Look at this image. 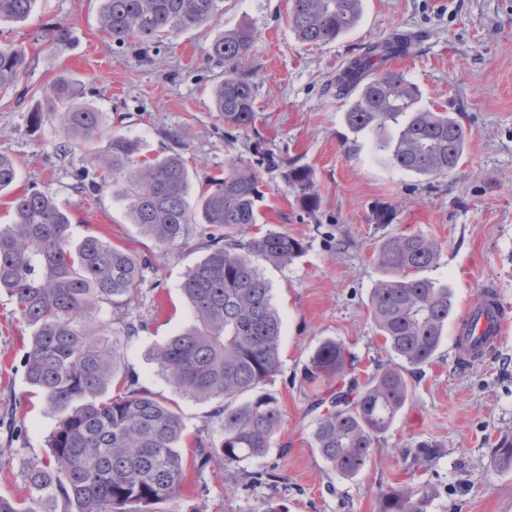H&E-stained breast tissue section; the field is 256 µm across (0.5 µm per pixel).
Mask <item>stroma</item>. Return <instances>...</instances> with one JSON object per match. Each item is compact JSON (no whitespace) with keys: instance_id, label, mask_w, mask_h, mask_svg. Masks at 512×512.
<instances>
[{"instance_id":"35a3bbf8","label":"stroma","mask_w":512,"mask_h":512,"mask_svg":"<svg viewBox=\"0 0 512 512\" xmlns=\"http://www.w3.org/2000/svg\"><path fill=\"white\" fill-rule=\"evenodd\" d=\"M288 0H224L212 28L170 38L161 64L122 50L100 30L99 0H36L26 21L0 22V45L26 46L29 64L17 88L0 96V153L20 163L17 189L52 192L72 215V242L92 235L148 259L142 293L128 309L139 331L124 347L126 370L158 399L175 400L187 438L216 443V400L178 396L151 361V349L190 319L181 294L203 242L161 247L131 224L111 189L79 192L74 175L83 151L61 154V126L46 96L58 78L74 82L84 102L112 130L140 140L150 157L181 153L194 188L228 161L274 156L259 172L264 227L302 239L304 253L285 266L263 265L282 319L281 364L263 385L282 403L284 420L261 458L200 465L185 448L188 480L177 500L157 512H377L376 494L397 484H429V512H512V471L492 461L495 442L512 435V324L496 350L460 362L446 330L432 362L410 377L411 399L356 477L331 470L313 444L329 387L309 384L305 368L320 342L343 343L354 374L366 379L387 361L369 316L380 271L371 253L402 229L442 244L427 275L451 289L457 311L497 288L512 320V0H363L360 23L336 41L305 46L286 22ZM67 25L73 42L57 51L46 29ZM252 25L256 40L245 71L256 84L254 127L227 139L211 103L223 66L206 56L215 32ZM421 38L391 63L420 91V105L457 117L468 133L456 171L431 178L377 158L371 137L344 121L349 101L331 84L363 44L394 33ZM43 121L33 126L31 113ZM310 167L320 196L315 212L296 201L281 165ZM32 334L13 299L0 292V493H26L31 464L49 459L56 419L30 392L23 356ZM433 448L430 457L421 445Z\"/></svg>"}]
</instances>
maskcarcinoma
Listing matches in <instances>:
<instances>
[{"instance_id": "obj_1", "label": "carcinoma", "mask_w": 512, "mask_h": 512, "mask_svg": "<svg viewBox=\"0 0 512 512\" xmlns=\"http://www.w3.org/2000/svg\"><path fill=\"white\" fill-rule=\"evenodd\" d=\"M35 0H0V21L22 22ZM224 0H101L100 28L119 48L161 53V43L209 25ZM362 0H290L288 26L303 45L319 46L353 30ZM51 47L71 41L68 26L45 33ZM256 39L242 24L216 34L207 49L224 63V79L212 89L215 111L232 130L255 125V86L242 71ZM412 36L396 33L370 42L336 76L337 95H355L345 112L354 133L373 136L376 150L393 166L438 177L458 165L466 141L460 121L418 106L420 93L389 60L406 54ZM27 67L23 46H0V94L14 90ZM58 101L53 116L66 131L60 146H79L91 169L76 175L77 189L99 192L125 207L131 223L161 246L195 234L208 253L189 268L182 293L191 321L154 346L150 358L183 397L220 399L216 413L221 440L194 441L201 464L212 457L234 464L264 456L283 421L279 399L261 385L280 367L281 317L259 262L283 266L304 251L302 240L266 230L237 239L232 231L259 223L258 168L276 166L256 151L255 164L230 162L190 202L189 169L178 153L150 159L126 134L110 131L104 114L76 104L78 90L61 78L50 88ZM107 140L104 154L93 148ZM308 212L319 206L312 169L294 163L283 172ZM18 162L0 153V193L14 188ZM12 222L0 227V290L15 299L20 317L33 328L23 358L26 380L56 414L48 437L50 458L33 465L27 494L0 495V512H41L51 500L61 512H155L182 490L183 429L174 407L138 386L124 364V339L138 328L126 320L137 300L147 260L126 248L87 236L71 243V214L50 191L13 195ZM441 243L419 231H400L372 252L386 277L372 288L371 317L389 360L364 382L353 378L336 392L331 409L316 420L315 448L339 474L353 478L371 459V449L410 400L406 373L429 363L444 339L454 303L451 291L424 272L441 254ZM108 309L109 319L100 313ZM350 362L343 344L327 339L307 367L311 383L345 379ZM116 387L118 393L109 396ZM496 465L512 471V437L493 450ZM434 490L425 485L391 486L377 496V512H428Z\"/></svg>"}]
</instances>
